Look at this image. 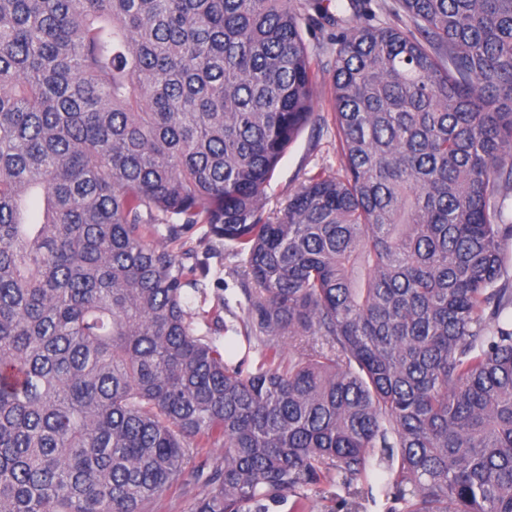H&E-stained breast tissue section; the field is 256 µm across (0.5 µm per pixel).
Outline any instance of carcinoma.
<instances>
[{
  "mask_svg": "<svg viewBox=\"0 0 512 512\" xmlns=\"http://www.w3.org/2000/svg\"><path fill=\"white\" fill-rule=\"evenodd\" d=\"M334 8L340 169L271 216ZM385 14L0 0V512H145L185 472L189 512H366L376 469L386 512H512V0ZM155 224L243 255L238 360Z\"/></svg>",
  "mask_w": 512,
  "mask_h": 512,
  "instance_id": "cac0c4a2",
  "label": "carcinoma"
}]
</instances>
